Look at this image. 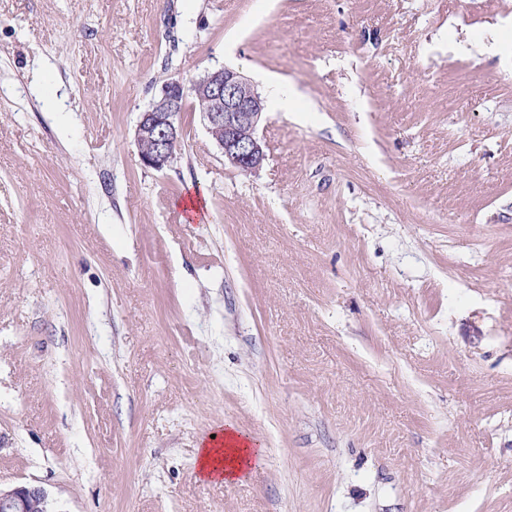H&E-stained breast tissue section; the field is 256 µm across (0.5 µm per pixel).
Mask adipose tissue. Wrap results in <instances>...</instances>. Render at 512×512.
I'll return each instance as SVG.
<instances>
[{"label":"adipose tissue","mask_w":512,"mask_h":512,"mask_svg":"<svg viewBox=\"0 0 512 512\" xmlns=\"http://www.w3.org/2000/svg\"><path fill=\"white\" fill-rule=\"evenodd\" d=\"M262 457V449L252 447L246 435L230 426L221 435L200 441L196 449L198 476L205 482L238 479Z\"/></svg>","instance_id":"ef3b65f1"}]
</instances>
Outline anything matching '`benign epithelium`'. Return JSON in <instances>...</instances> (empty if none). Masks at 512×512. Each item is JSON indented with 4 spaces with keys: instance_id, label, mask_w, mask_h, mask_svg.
Instances as JSON below:
<instances>
[{
    "instance_id": "1",
    "label": "benign epithelium",
    "mask_w": 512,
    "mask_h": 512,
    "mask_svg": "<svg viewBox=\"0 0 512 512\" xmlns=\"http://www.w3.org/2000/svg\"><path fill=\"white\" fill-rule=\"evenodd\" d=\"M204 104V125L224 156V162L242 171L258 170L266 160L258 130L265 104L242 73L221 67L205 73L191 85L179 80L164 83L158 96L140 114L134 138L141 162L156 170L169 166L182 139L177 117L186 102ZM0 512H50L43 489L18 485L0 487Z\"/></svg>"
}]
</instances>
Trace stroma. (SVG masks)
Instances as JSON below:
<instances>
[{
	"instance_id": "35a3bbf8",
	"label": "stroma",
	"mask_w": 512,
	"mask_h": 512,
	"mask_svg": "<svg viewBox=\"0 0 512 512\" xmlns=\"http://www.w3.org/2000/svg\"><path fill=\"white\" fill-rule=\"evenodd\" d=\"M512 0H0V486L53 512H512ZM228 66L258 170L193 108ZM195 202L196 222L180 211ZM233 424L264 450L205 483ZM188 98L204 104L201 112L204 125L225 163L249 173L263 165L267 155L258 130L264 101L242 73L221 67L208 71L190 86L179 80L162 85L135 127V142L145 166L162 170L171 164L182 139L177 117ZM200 102L195 101L198 112L203 108ZM215 439H202L196 448L198 477L205 482L240 479L254 463L261 461L262 448L251 447L248 437L227 424Z\"/></svg>"
}]
</instances>
